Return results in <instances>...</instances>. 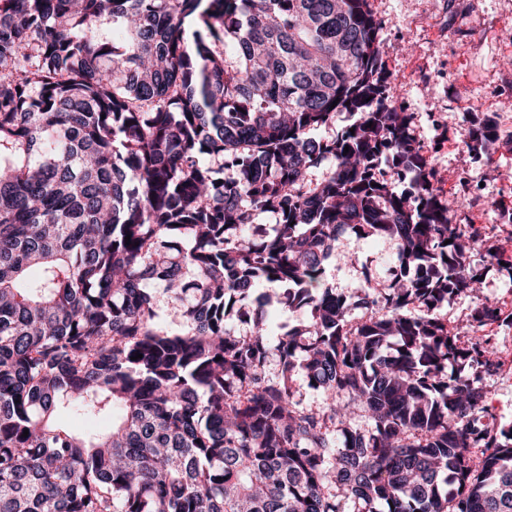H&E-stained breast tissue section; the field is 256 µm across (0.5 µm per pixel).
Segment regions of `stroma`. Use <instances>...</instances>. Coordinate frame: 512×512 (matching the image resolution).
<instances>
[{
  "label": "stroma",
  "mask_w": 512,
  "mask_h": 512,
  "mask_svg": "<svg viewBox=\"0 0 512 512\" xmlns=\"http://www.w3.org/2000/svg\"><path fill=\"white\" fill-rule=\"evenodd\" d=\"M381 21L382 64L390 95L411 113L418 141L437 175L441 194L457 199L455 221L482 227L472 262L484 274L479 297L461 295L440 315L457 328L461 343L489 342L492 368H475L487 397L488 422L512 427V0H368ZM494 116L492 157L464 147L468 129ZM327 280L337 290L386 285L396 246L381 237L342 235ZM359 257L357 265L347 254ZM498 308L500 321L477 326L479 304Z\"/></svg>",
  "instance_id": "1"
}]
</instances>
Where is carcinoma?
Masks as SVG:
<instances>
[{
    "mask_svg": "<svg viewBox=\"0 0 512 512\" xmlns=\"http://www.w3.org/2000/svg\"><path fill=\"white\" fill-rule=\"evenodd\" d=\"M380 30L367 0H0V512H512L489 351L436 314L482 235ZM344 233L395 242L387 287L326 285Z\"/></svg>",
    "mask_w": 512,
    "mask_h": 512,
    "instance_id": "carcinoma-1",
    "label": "carcinoma"
}]
</instances>
